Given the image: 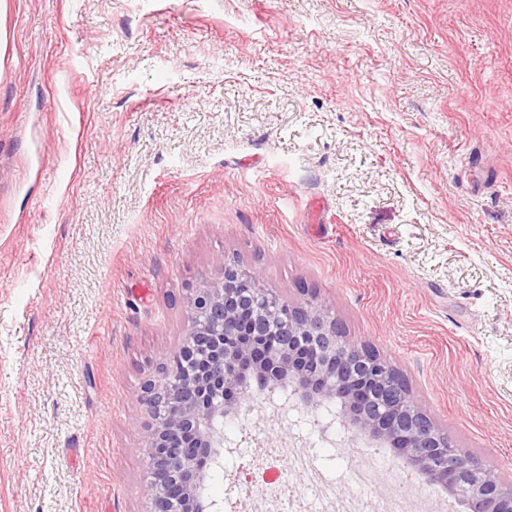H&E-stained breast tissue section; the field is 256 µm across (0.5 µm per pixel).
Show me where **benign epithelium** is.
Returning <instances> with one entry per match:
<instances>
[{
    "label": "benign epithelium",
    "mask_w": 512,
    "mask_h": 512,
    "mask_svg": "<svg viewBox=\"0 0 512 512\" xmlns=\"http://www.w3.org/2000/svg\"><path fill=\"white\" fill-rule=\"evenodd\" d=\"M273 392L291 386L305 406L340 402L343 422L393 449L406 466L463 500L469 512H507L504 484L394 396L404 377L345 339L342 326L310 296L288 305L260 275L234 265L195 289L189 325L170 366L146 381L141 400L150 481L149 512H206L205 471L224 448L220 420L237 416L250 378Z\"/></svg>",
    "instance_id": "1"
}]
</instances>
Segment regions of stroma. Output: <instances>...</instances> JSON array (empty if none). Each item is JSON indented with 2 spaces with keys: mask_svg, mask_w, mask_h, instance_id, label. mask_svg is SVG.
Instances as JSON below:
<instances>
[{
  "mask_svg": "<svg viewBox=\"0 0 512 512\" xmlns=\"http://www.w3.org/2000/svg\"><path fill=\"white\" fill-rule=\"evenodd\" d=\"M314 294L512 483V0H0V512H149L141 401L195 288ZM208 471L264 448L335 506L445 491L338 403L253 390Z\"/></svg>",
  "mask_w": 512,
  "mask_h": 512,
  "instance_id": "1",
  "label": "stroma"
}]
</instances>
